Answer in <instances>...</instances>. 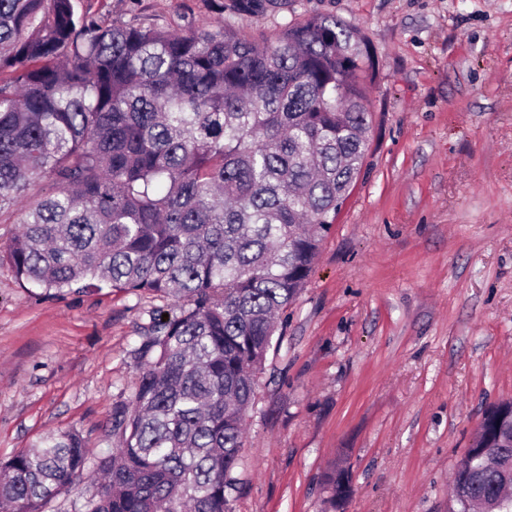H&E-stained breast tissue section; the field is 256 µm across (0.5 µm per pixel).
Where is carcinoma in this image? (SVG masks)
<instances>
[{
	"label": "carcinoma",
	"instance_id": "1",
	"mask_svg": "<svg viewBox=\"0 0 512 512\" xmlns=\"http://www.w3.org/2000/svg\"><path fill=\"white\" fill-rule=\"evenodd\" d=\"M366 45L315 16L260 42L230 23L178 32L104 23L74 0H0V214L32 183L5 249L17 280L58 293L145 292L173 310L134 356L112 452L81 512H231L246 412L274 336L357 180L372 127ZM85 442L52 430L0 461V508L43 512ZM349 485L342 469L325 476ZM512 400L490 406L453 501L512 512Z\"/></svg>",
	"mask_w": 512,
	"mask_h": 512
}]
</instances>
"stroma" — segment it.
<instances>
[{
    "label": "stroma",
    "mask_w": 512,
    "mask_h": 512,
    "mask_svg": "<svg viewBox=\"0 0 512 512\" xmlns=\"http://www.w3.org/2000/svg\"><path fill=\"white\" fill-rule=\"evenodd\" d=\"M76 0L103 22L230 21L270 38L330 15L373 60L360 174L258 376L232 512H448L484 411L512 397V0ZM165 302L46 292L0 265V460L46 431L112 450L131 351Z\"/></svg>",
    "instance_id": "1"
}]
</instances>
